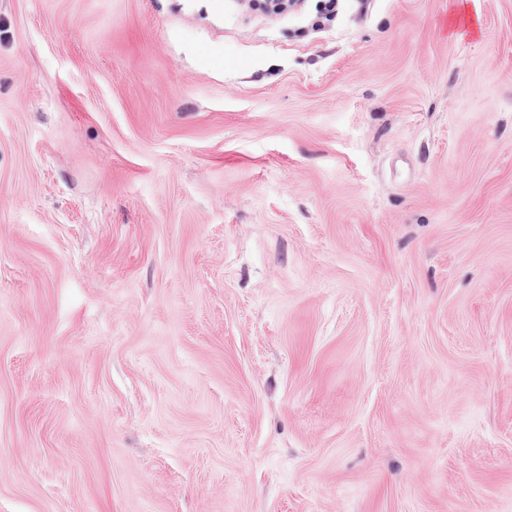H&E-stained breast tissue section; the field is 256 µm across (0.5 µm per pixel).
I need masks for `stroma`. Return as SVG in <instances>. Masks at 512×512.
<instances>
[{
  "mask_svg": "<svg viewBox=\"0 0 512 512\" xmlns=\"http://www.w3.org/2000/svg\"><path fill=\"white\" fill-rule=\"evenodd\" d=\"M0 0V512H512V0Z\"/></svg>",
  "mask_w": 512,
  "mask_h": 512,
  "instance_id": "1",
  "label": "stroma"
}]
</instances>
